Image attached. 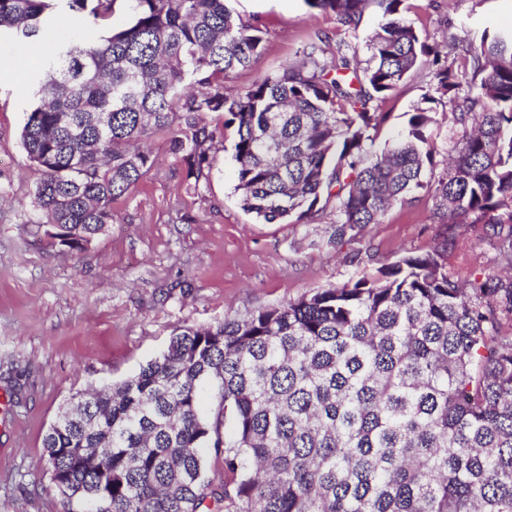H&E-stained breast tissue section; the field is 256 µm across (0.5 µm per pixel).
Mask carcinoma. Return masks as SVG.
Instances as JSON below:
<instances>
[{"label":"carcinoma","mask_w":512,"mask_h":512,"mask_svg":"<svg viewBox=\"0 0 512 512\" xmlns=\"http://www.w3.org/2000/svg\"><path fill=\"white\" fill-rule=\"evenodd\" d=\"M118 0H0V31L37 43L63 4L103 27ZM129 25L52 38L21 131L38 173L22 222L71 251L114 220L167 139L194 193L234 128L235 191L267 223L335 206L336 237L425 190L450 224H484L512 266V31L454 44V67L405 0H305L358 29L369 58L314 40L233 94L263 52L227 0H123ZM432 91L378 152L379 102L418 68ZM448 103L434 175L433 105ZM216 403L204 415L202 387ZM232 422L234 432L226 435ZM42 437L55 486L90 512H512V275L463 274L409 254L242 319L186 327L131 378L78 393ZM221 461L218 487L200 449Z\"/></svg>","instance_id":"1"}]
</instances>
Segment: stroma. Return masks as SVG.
I'll use <instances>...</instances> for the list:
<instances>
[{
    "mask_svg": "<svg viewBox=\"0 0 512 512\" xmlns=\"http://www.w3.org/2000/svg\"><path fill=\"white\" fill-rule=\"evenodd\" d=\"M263 32L257 63L238 71L230 89L251 85L293 62L308 40L327 53L339 42L367 59L379 22L367 11L358 31L304 0H230ZM406 16L428 42L453 46L463 32L512 27V0H406ZM28 66L9 34L0 35V512H81L52 483L42 436L77 392L123 381L189 326L239 318L264 306L332 288L405 253L442 250L475 273L501 270L490 230L442 224L424 192L395 205L380 223L336 239L335 213L305 223H266L244 211L234 191V129L224 132L210 185L187 191L163 139L150 141L157 166L132 196L114 203V221L84 250L51 246L23 224L38 178L21 142L29 101ZM414 71L382 103L389 120L381 140L407 121L430 86Z\"/></svg>",
    "mask_w": 512,
    "mask_h": 512,
    "instance_id": "1",
    "label": "stroma"
}]
</instances>
